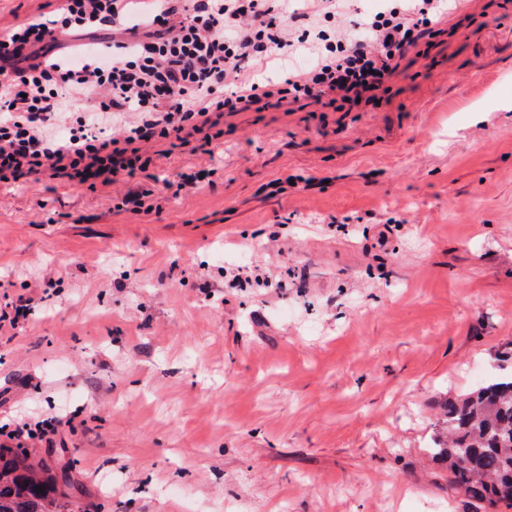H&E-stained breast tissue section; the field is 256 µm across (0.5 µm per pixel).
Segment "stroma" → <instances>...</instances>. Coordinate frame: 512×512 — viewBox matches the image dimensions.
<instances>
[{"label": "stroma", "instance_id": "1", "mask_svg": "<svg viewBox=\"0 0 512 512\" xmlns=\"http://www.w3.org/2000/svg\"><path fill=\"white\" fill-rule=\"evenodd\" d=\"M57 6L0 0V33ZM443 27L380 105L228 115L211 153L157 143L93 190L0 185V300L32 301L0 421L70 419L98 512H512L429 449L437 399L512 370V0Z\"/></svg>", "mask_w": 512, "mask_h": 512}]
</instances>
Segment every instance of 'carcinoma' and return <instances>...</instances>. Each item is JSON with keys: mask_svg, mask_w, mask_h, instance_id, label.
Instances as JSON below:
<instances>
[{"mask_svg": "<svg viewBox=\"0 0 512 512\" xmlns=\"http://www.w3.org/2000/svg\"><path fill=\"white\" fill-rule=\"evenodd\" d=\"M439 415L431 455L453 484L478 502H512L503 492L512 487V373L442 400ZM83 496L68 464H35L0 447V512H72Z\"/></svg>", "mask_w": 512, "mask_h": 512, "instance_id": "1", "label": "carcinoma"}]
</instances>
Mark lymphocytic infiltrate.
Segmentation results:
<instances>
[{
	"instance_id": "1",
	"label": "lymphocytic infiltrate",
	"mask_w": 512,
	"mask_h": 512,
	"mask_svg": "<svg viewBox=\"0 0 512 512\" xmlns=\"http://www.w3.org/2000/svg\"><path fill=\"white\" fill-rule=\"evenodd\" d=\"M61 0L55 19L0 36V183L46 175L80 185H109L145 170L143 145L188 144L226 112L264 111L303 98L356 105L379 90L406 51L437 36L444 0L412 4L366 18L369 36L322 34L317 61L278 83L244 76L256 58L278 56L290 42L285 21L268 0ZM111 28L117 39L79 62L55 53V34ZM100 95L104 115L133 113L109 136L88 116L68 139L50 132L69 100ZM61 424L50 417L0 425V446L53 444Z\"/></svg>"
}]
</instances>
